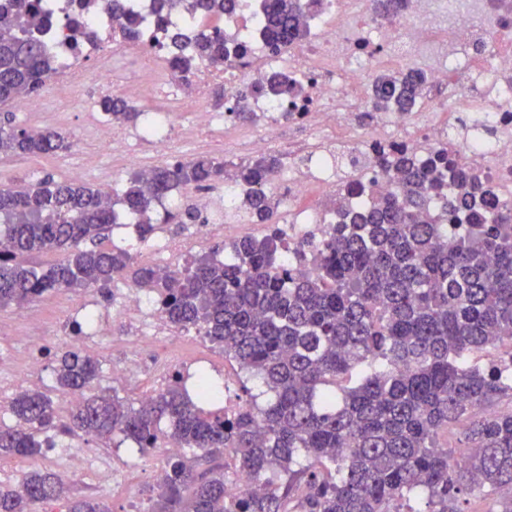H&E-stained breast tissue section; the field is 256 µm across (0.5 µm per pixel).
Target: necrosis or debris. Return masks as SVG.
Returning a JSON list of instances; mask_svg holds the SVG:
<instances>
[{
	"mask_svg": "<svg viewBox=\"0 0 512 512\" xmlns=\"http://www.w3.org/2000/svg\"><path fill=\"white\" fill-rule=\"evenodd\" d=\"M130 2L141 17V34L135 40L116 31L105 0H90L83 8L78 0H45L40 14L48 27L56 87L46 99L21 97L19 111L39 114L54 107H79L81 93L92 85L111 87L113 96L135 104L148 86L166 102L165 107L145 109V125L133 132L116 121H96L94 144L80 152L73 178H81L106 154L148 176L156 160L178 164L186 147L209 152L205 132L224 129L228 122L226 114L210 109L211 90L255 88L263 75L277 71L287 73L303 93L278 99L255 90L249 109L260 115V131L240 148L251 154L278 141L286 112L308 133L304 163L293 165L286 176L272 182L289 239L335 223L333 203L339 197L353 204L377 202L389 189L373 164L381 147L422 158L446 149L458 164L481 174L497 206L512 209V4L406 0L399 14L382 16L374 11L372 0H303L308 37L284 50L257 35L255 0H238V9L230 15L204 18L186 13L167 24L158 23L154 0ZM76 13L85 23L86 35L80 41L68 23ZM197 25L236 35L246 44L247 54L224 64L200 63L184 81L170 82L168 36L173 27ZM116 55L140 60V81H114ZM408 69L423 72L437 97L410 112L376 109L370 97L372 77ZM461 72L470 77L468 88L454 83ZM362 112L372 113L370 124H359L357 116ZM242 194V188L233 185L175 191L158 202V209H175L187 201L198 211L199 221L180 238L153 235L142 244V251L152 256L155 266L164 268L187 259L205 237L223 234L226 226L243 234L248 223L237 217ZM118 312L138 335L164 345L176 343L161 309L144 293L124 292Z\"/></svg>",
	"mask_w": 512,
	"mask_h": 512,
	"instance_id": "1",
	"label": "necrosis or debris"
}]
</instances>
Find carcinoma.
<instances>
[{
  "label": "carcinoma",
  "instance_id": "obj_1",
  "mask_svg": "<svg viewBox=\"0 0 512 512\" xmlns=\"http://www.w3.org/2000/svg\"><path fill=\"white\" fill-rule=\"evenodd\" d=\"M41 0H9L0 8V102L40 90L57 71L47 55V26L33 18ZM236 0H160L164 14L185 8L202 15L232 13ZM261 35L287 48L306 39L301 0H260ZM112 22L129 38L141 19L126 0H110ZM172 36V71L181 77L202 60L225 61L243 51L234 37ZM417 70L386 72L372 85L376 106L407 112L423 96ZM260 91L286 96L294 83L277 73ZM236 94L234 117L255 123ZM101 111L125 123L140 113L108 95ZM67 135L0 125V154L38 155L68 148ZM375 163L391 190L373 207L338 211V222L295 243L276 223L270 190L281 160L275 155L232 165L198 157L156 169L149 182L131 176L117 203L142 216L138 237L155 232L151 204L176 188L211 189L224 180L248 189L243 200L262 237L234 241L231 256H200L161 274L134 265L127 250L100 247L119 215L98 191L51 176L21 188L0 187V306L18 308L68 288L103 290L126 278L156 294L167 321L195 329L220 346L244 376L248 399L227 414L204 410L218 398L209 376H197L193 401L180 376L146 402L93 394L56 417L46 393L29 389L11 401L15 424L0 426V460L30 461L20 483L0 484V512H36L66 500L65 512H110L94 497L72 496L53 467L37 463L57 437L116 433L137 452L155 447L162 428L184 453L170 456L149 512H401L402 501L425 500L427 512H470L475 493L499 495L512 512V410H492L512 396V210H499L480 176L441 151L422 161L404 151L379 152ZM465 217L463 231L443 221ZM57 252L38 270L26 258ZM309 263L316 275L298 266ZM485 356L487 366L469 364ZM61 390L81 391L99 364L76 351L56 358ZM269 399L257 403L249 383ZM458 459L441 442L459 421ZM262 491L224 507V449Z\"/></svg>",
  "mask_w": 512,
  "mask_h": 512
}]
</instances>
